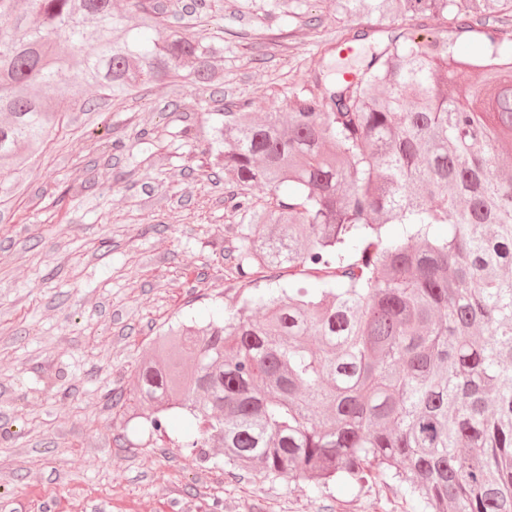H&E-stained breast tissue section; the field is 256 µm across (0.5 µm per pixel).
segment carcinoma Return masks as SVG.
<instances>
[{
	"instance_id": "1",
	"label": "carcinoma",
	"mask_w": 512,
	"mask_h": 512,
	"mask_svg": "<svg viewBox=\"0 0 512 512\" xmlns=\"http://www.w3.org/2000/svg\"><path fill=\"white\" fill-rule=\"evenodd\" d=\"M147 0H0V170L36 159L89 91L213 78L224 39L170 30ZM309 0H245L285 24ZM512 0H338L401 21L362 72L319 59L283 110L210 113L211 169L244 225L233 266L288 269L201 325L178 321L139 369L152 434L186 416L181 447L312 492L397 481L419 512H512V38L470 61L415 21L486 23ZM70 52L62 55L56 43ZM464 91L457 101L443 89ZM265 189L258 201L246 192Z\"/></svg>"
}]
</instances>
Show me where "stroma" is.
<instances>
[{"label":"stroma","instance_id":"obj_1","mask_svg":"<svg viewBox=\"0 0 512 512\" xmlns=\"http://www.w3.org/2000/svg\"><path fill=\"white\" fill-rule=\"evenodd\" d=\"M149 0L167 27L219 36L224 60L209 86L163 80L132 98L100 96L67 113L28 168L0 177V512H413L403 489L271 481L204 462L136 429L122 402L154 339L178 318L208 322L287 270L232 271L240 218L226 209L223 175L184 126L247 101L277 108L309 83L324 49L351 29L382 39L393 21L310 0L306 18L267 24L241 0ZM462 50L486 31L512 37V12L462 28L456 13L424 22ZM151 141L138 139L142 130ZM126 145L114 151V142Z\"/></svg>","mask_w":512,"mask_h":512}]
</instances>
